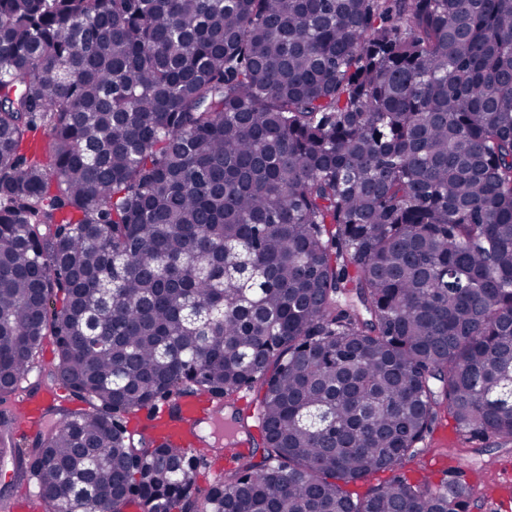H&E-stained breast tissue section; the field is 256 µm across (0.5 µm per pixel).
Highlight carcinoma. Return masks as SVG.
<instances>
[{"mask_svg":"<svg viewBox=\"0 0 512 512\" xmlns=\"http://www.w3.org/2000/svg\"><path fill=\"white\" fill-rule=\"evenodd\" d=\"M48 336L93 410L0 411L46 512L488 500L400 470L444 414L512 445V0H0L1 402ZM255 383L262 461L184 502ZM195 394L196 453L115 419Z\"/></svg>","mask_w":512,"mask_h":512,"instance_id":"cac0c4a2","label":"carcinoma"}]
</instances>
